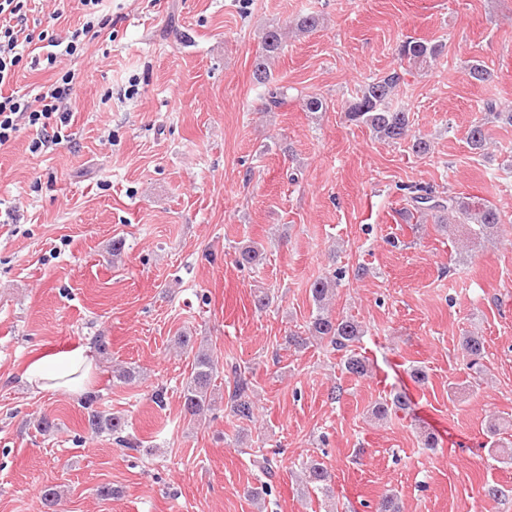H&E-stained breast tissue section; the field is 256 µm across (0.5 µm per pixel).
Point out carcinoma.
<instances>
[{
	"label": "carcinoma",
	"instance_id": "carcinoma-1",
	"mask_svg": "<svg viewBox=\"0 0 512 512\" xmlns=\"http://www.w3.org/2000/svg\"><path fill=\"white\" fill-rule=\"evenodd\" d=\"M284 33L278 27L265 30L261 37V52L253 62L252 76L257 85L265 88V100L278 105L288 100L289 88L273 82L272 64L283 50ZM443 49L440 42H432L419 38H408L402 41L395 50L397 66L383 75L365 83L356 97L347 103L345 115L348 120L361 123L375 133L378 139L391 144H398L407 139L412 140L411 149L418 155L429 153L430 144L411 134L407 112L393 110L389 100L397 94L404 83V75L409 68L426 65L436 59ZM486 115L495 121L512 125V107L493 102L486 103ZM486 122L474 124L468 132V144L474 151L482 152L488 143ZM413 209L420 214L431 213L442 223L452 216L464 224L476 226L474 233L490 236L498 231L501 219L497 209L491 205L474 201L470 198L449 195L447 197L434 194L425 188L411 196ZM339 274L324 275L316 279L310 288L315 306L307 325V335L297 333L286 337L290 346L304 347L311 341H325L332 348L346 353L344 368L354 377L362 378L370 373V364L359 353L353 350L354 343L364 335L363 326L353 318L332 316L329 309ZM464 356L469 359L468 366L480 364L484 354V341L478 335L463 337ZM234 386L229 394L230 410L240 419L249 420L254 415V402L249 394L250 382L238 370H233ZM217 368L210 354L200 349L195 354L190 376L183 388V409L191 417H199L211 410L215 403L214 383ZM410 407L409 399L403 392H396L390 399L373 407L372 414L378 420L388 416L406 412ZM86 426L92 433H108L124 441L122 433L124 422L121 418L107 414L94 407V399L87 402ZM307 484L319 490L325 498L332 499L333 488L330 474L323 465L315 460L304 464Z\"/></svg>",
	"mask_w": 512,
	"mask_h": 512
}]
</instances>
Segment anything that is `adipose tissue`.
<instances>
[{"label": "adipose tissue", "instance_id": "ef3b65f1", "mask_svg": "<svg viewBox=\"0 0 512 512\" xmlns=\"http://www.w3.org/2000/svg\"><path fill=\"white\" fill-rule=\"evenodd\" d=\"M96 370L95 356L88 347H80L56 356H42L29 364L24 376L33 391L51 393L83 391Z\"/></svg>", "mask_w": 512, "mask_h": 512}]
</instances>
